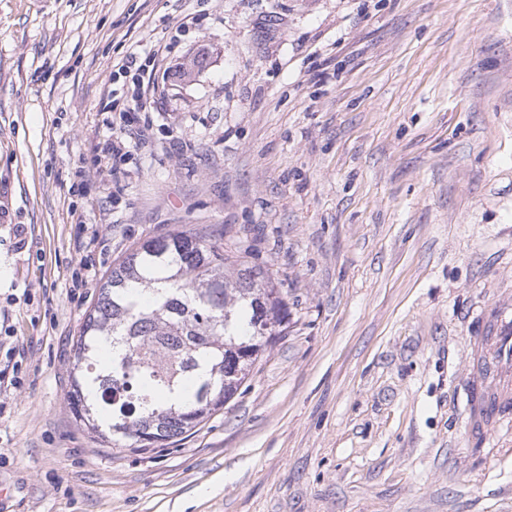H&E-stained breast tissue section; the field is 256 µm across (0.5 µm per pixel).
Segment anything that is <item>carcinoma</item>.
Segmentation results:
<instances>
[{
  "instance_id": "cac0c4a2",
  "label": "carcinoma",
  "mask_w": 512,
  "mask_h": 512,
  "mask_svg": "<svg viewBox=\"0 0 512 512\" xmlns=\"http://www.w3.org/2000/svg\"><path fill=\"white\" fill-rule=\"evenodd\" d=\"M288 328L274 272L205 227L145 240L107 275L74 341L67 401L103 448H166L224 408Z\"/></svg>"
}]
</instances>
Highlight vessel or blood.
<instances>
[{"label": "vessel or blood", "instance_id": "b4317fda", "mask_svg": "<svg viewBox=\"0 0 512 512\" xmlns=\"http://www.w3.org/2000/svg\"><path fill=\"white\" fill-rule=\"evenodd\" d=\"M479 322L467 338L473 397L464 403V419L466 429L492 434L512 425V298L487 305Z\"/></svg>", "mask_w": 512, "mask_h": 512}]
</instances>
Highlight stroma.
Instances as JSON below:
<instances>
[{
    "instance_id": "1",
    "label": "stroma",
    "mask_w": 512,
    "mask_h": 512,
    "mask_svg": "<svg viewBox=\"0 0 512 512\" xmlns=\"http://www.w3.org/2000/svg\"><path fill=\"white\" fill-rule=\"evenodd\" d=\"M163 35L116 184L112 66ZM196 224L272 267L287 333L180 442L98 447L79 326L134 244ZM510 293L512 0H0V512H512V434L460 406Z\"/></svg>"
}]
</instances>
